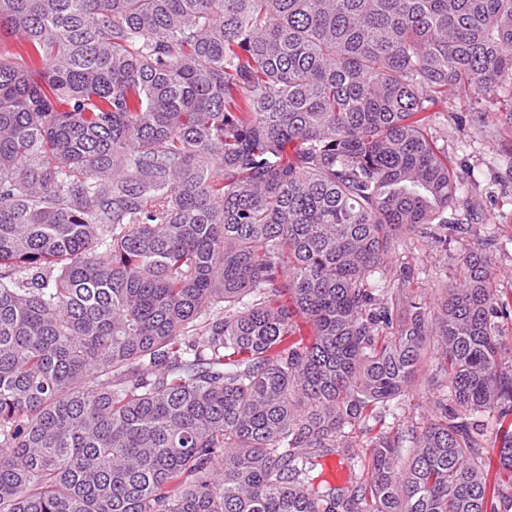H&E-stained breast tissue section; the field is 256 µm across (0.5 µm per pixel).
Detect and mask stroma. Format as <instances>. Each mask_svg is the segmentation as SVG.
I'll list each match as a JSON object with an SVG mask.
<instances>
[{"instance_id":"stroma-1","label":"stroma","mask_w":512,"mask_h":512,"mask_svg":"<svg viewBox=\"0 0 512 512\" xmlns=\"http://www.w3.org/2000/svg\"><path fill=\"white\" fill-rule=\"evenodd\" d=\"M500 105L494 92L471 99L452 93L430 109L433 135L464 176L458 198L477 205L479 220L468 232L452 234L444 249L413 235L401 239L400 252L420 274L413 290L425 301L433 300L435 289L454 284L459 255L490 231L496 238V295L512 301V127L499 122Z\"/></svg>"}]
</instances>
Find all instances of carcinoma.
<instances>
[{
  "label": "carcinoma",
  "mask_w": 512,
  "mask_h": 512,
  "mask_svg": "<svg viewBox=\"0 0 512 512\" xmlns=\"http://www.w3.org/2000/svg\"><path fill=\"white\" fill-rule=\"evenodd\" d=\"M2 36L0 512H512L489 240L432 316L398 253L463 223L425 113L512 78V0H0ZM434 387L428 377H423L409 395L404 416L418 426H424L432 418L431 409L437 395Z\"/></svg>",
  "instance_id": "obj_1"
}]
</instances>
